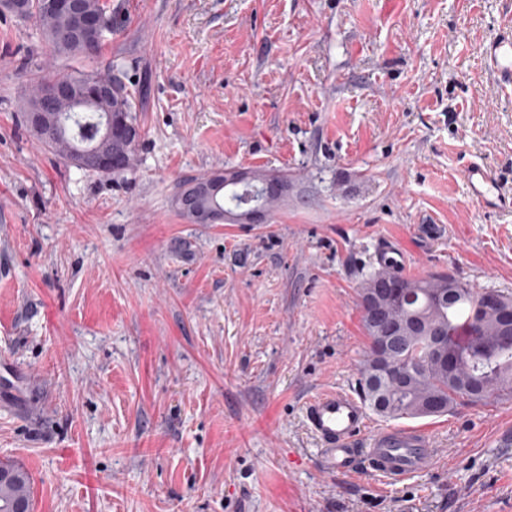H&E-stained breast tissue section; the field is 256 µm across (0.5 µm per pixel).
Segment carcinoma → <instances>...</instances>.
<instances>
[{
  "label": "carcinoma",
  "instance_id": "cac0c4a2",
  "mask_svg": "<svg viewBox=\"0 0 512 512\" xmlns=\"http://www.w3.org/2000/svg\"><path fill=\"white\" fill-rule=\"evenodd\" d=\"M22 20H35L44 39L57 58H80L96 51L101 42L86 46L90 40L79 32L80 21L112 23L102 0H80V14L61 4L46 9L43 0H23V11L3 6ZM91 79L112 83L117 89L112 96L91 103L64 98L54 108L62 117L55 130L32 123L30 113L36 111L42 87L49 83L74 85ZM136 111L131 95L122 83L98 70H72L48 74L38 78L35 90L25 105L24 119L33 135L45 145L63 155L79 169L93 172L95 164L85 155L90 149L112 152V173L128 170L141 139V131L133 112ZM115 124L123 121L133 126L129 138L118 134L104 138L107 119ZM239 176L241 172L220 171L207 177L185 182L179 194L197 195L203 185L224 175ZM272 179L280 190L265 194L262 181ZM288 192V176L254 171L251 178L228 193L215 198H199V206L208 209L214 205L224 209H237L250 201L264 208L273 207ZM403 288L413 296L411 301L383 300L373 316H363V325L369 339L367 358L360 369L359 385L365 404L376 414L388 419L425 418L441 416L463 400L473 405L490 398L512 397V295L498 294L497 304L483 313L476 312L480 292L449 274H431L426 277H402L383 266L374 271L361 287L359 296ZM415 315L420 329L401 328L391 342L392 364L406 374L404 382L390 379L375 384L374 377L380 362L374 357L382 342L384 325L390 321L405 320ZM440 339L442 346L437 356L430 353V338ZM10 471V478L0 480V512H17L24 507L32 509V482L21 466L0 463V470Z\"/></svg>",
  "mask_w": 512,
  "mask_h": 512
}]
</instances>
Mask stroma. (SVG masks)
<instances>
[{
  "label": "stroma",
  "instance_id": "obj_1",
  "mask_svg": "<svg viewBox=\"0 0 512 512\" xmlns=\"http://www.w3.org/2000/svg\"><path fill=\"white\" fill-rule=\"evenodd\" d=\"M97 57L0 12V461L33 512H512V400L415 420L436 467L320 468L303 406L359 393L382 241L415 276L512 293V89L480 55L512 0H104ZM111 71L141 141L86 172L23 122L39 74ZM280 172L262 224H193L180 186ZM463 176L470 188L472 196L483 204L512 205V190L507 194L503 187L493 180L486 168L478 163H471L464 168Z\"/></svg>",
  "mask_w": 512,
  "mask_h": 512
}]
</instances>
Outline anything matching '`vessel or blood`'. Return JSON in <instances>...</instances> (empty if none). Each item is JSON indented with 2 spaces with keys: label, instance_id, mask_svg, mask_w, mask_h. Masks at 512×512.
<instances>
[{
  "label": "vessel or blood",
  "instance_id": "vessel-or-blood-1",
  "mask_svg": "<svg viewBox=\"0 0 512 512\" xmlns=\"http://www.w3.org/2000/svg\"><path fill=\"white\" fill-rule=\"evenodd\" d=\"M495 81L512 86V25L480 49ZM463 176L472 196L484 204L512 201L486 168L465 167ZM309 429L320 442L323 469L355 475L367 470L396 483L429 470L437 457L429 437L411 429H370L364 404L345 390H330L305 403Z\"/></svg>",
  "mask_w": 512,
  "mask_h": 512
}]
</instances>
